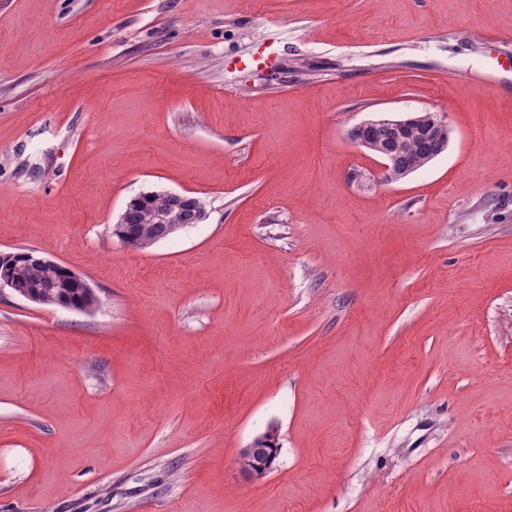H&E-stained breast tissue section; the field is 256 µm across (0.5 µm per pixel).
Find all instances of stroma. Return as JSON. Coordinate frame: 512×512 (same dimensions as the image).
Returning <instances> with one entry per match:
<instances>
[{"instance_id": "stroma-1", "label": "stroma", "mask_w": 512, "mask_h": 512, "mask_svg": "<svg viewBox=\"0 0 512 512\" xmlns=\"http://www.w3.org/2000/svg\"><path fill=\"white\" fill-rule=\"evenodd\" d=\"M512 0H0V512H512ZM430 111L398 183L349 133ZM172 191L206 217L112 234ZM275 470L238 453L268 428ZM16 274L18 275V286L14 280L13 274L9 267L6 265H2L0 267V288L8 287L13 291L18 292V288L25 291H34L36 288H33V275L27 269V265L23 262H20L16 269ZM59 266H60L59 264L55 263V264L46 266L42 270V273L45 274L47 277L53 278V279L44 281L39 284L38 288H42L43 292H45L46 294H50L55 290H62L63 288H69L70 285L73 283H82L84 288H90L89 285L86 282L82 281L81 277L76 275L74 272H71L72 277L68 280L64 281V280H60V279H55L59 276V273H60V271L58 269ZM96 300V296L87 289L82 295H78L77 292H71L61 297H45L42 299V303L64 308H71L70 306L74 305L75 308L71 309L87 311L95 305Z\"/></svg>"}]
</instances>
